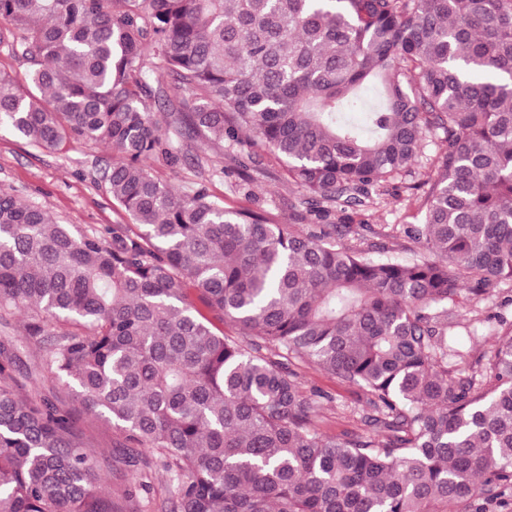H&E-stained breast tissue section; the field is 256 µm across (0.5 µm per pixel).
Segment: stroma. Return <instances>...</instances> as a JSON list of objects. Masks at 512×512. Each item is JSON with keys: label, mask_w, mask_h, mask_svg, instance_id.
<instances>
[{"label": "stroma", "mask_w": 512, "mask_h": 512, "mask_svg": "<svg viewBox=\"0 0 512 512\" xmlns=\"http://www.w3.org/2000/svg\"><path fill=\"white\" fill-rule=\"evenodd\" d=\"M198 152L189 145L181 160L172 166L164 162L154 165L155 176L176 191H187L201 182L194 163ZM109 147L89 141L67 143L50 151L33 146L9 134H0V189L9 191L24 202L40 206L52 213L62 224H81L105 229L127 223L124 211L116 205L107 189L103 173L112 163ZM216 166L227 173L205 181L209 194L225 208L233 209L254 203L278 223L292 221V204L304 195L303 190L288 182L282 163L269 151L243 149L233 156L213 154ZM249 172L253 179L240 184V172ZM358 221L368 224L362 235L349 237L350 247L366 250L372 244L388 246L393 259L406 263L422 251L420 244L406 237L408 225L423 221L419 201L410 190H388L373 197L359 211ZM448 333L455 336L468 362L486 360L494 349L495 340L512 330V281L498 284L481 295L461 289L448 306ZM24 319L15 315L0 320V340L19 343V361L13 375L19 384L20 397H28L39 390L58 407L73 406L70 392L55 390L44 379L38 367L35 350L22 347ZM301 380L305 394L318 397L320 410L313 422L314 428L328 435L365 431L363 408L365 393L320 370L301 359L291 362ZM76 427L96 452L100 473L113 497L118 498L123 512H140L138 503L146 497H160L167 482L162 470L151 474L150 492H139L137 500L123 501L122 491L137 474L135 467L125 463L126 450L119 431L95 415L76 413Z\"/></svg>", "instance_id": "obj_1"}]
</instances>
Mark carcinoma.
Returning <instances> with one entry per match:
<instances>
[{
    "label": "carcinoma",
    "mask_w": 512,
    "mask_h": 512,
    "mask_svg": "<svg viewBox=\"0 0 512 512\" xmlns=\"http://www.w3.org/2000/svg\"><path fill=\"white\" fill-rule=\"evenodd\" d=\"M0 22L30 63L24 85L0 73V131L109 146L130 220L60 224L0 191V317L24 315L43 377L151 454L161 512H493L512 495V331L491 387L448 369L467 364L448 335L460 282L512 281V0H0ZM188 141L203 172L210 150L270 148L306 192L299 224L424 187L426 254L375 258L343 243L363 224L292 230L177 193L153 165ZM292 355L362 388L369 430H315ZM17 360L1 342L0 512H119L72 412L20 398ZM436 147L433 143L432 138H425L417 151L414 159V169L419 173L418 179H425L427 173L434 175V169H432V162L435 156ZM421 174V175H420Z\"/></svg>",
    "instance_id": "carcinoma-1"
}]
</instances>
